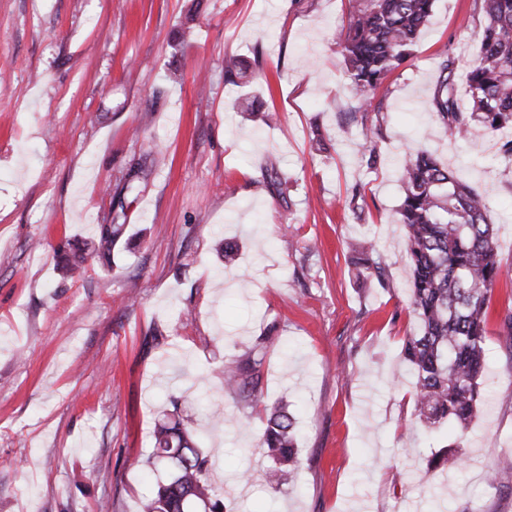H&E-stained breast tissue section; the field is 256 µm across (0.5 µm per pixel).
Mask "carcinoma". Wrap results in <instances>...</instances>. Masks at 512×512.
<instances>
[{"label":"carcinoma","instance_id":"cac0c4a2","mask_svg":"<svg viewBox=\"0 0 512 512\" xmlns=\"http://www.w3.org/2000/svg\"><path fill=\"white\" fill-rule=\"evenodd\" d=\"M436 0H349V20L339 42L348 88L357 111L382 109L375 93L410 55ZM485 22L480 46L468 63L464 94L453 76L455 59L443 52L431 111L453 137L467 136L473 125L492 131L512 129V0H480ZM403 197L397 211L406 236L411 277V309L418 332L407 337L402 357L413 379L415 413L429 430L451 422L464 429L484 398L486 326L491 292L503 275L496 231L484 195L461 181L427 150L398 162ZM120 214L100 225L96 254L106 257L125 230ZM357 276L384 284L375 245L355 249ZM262 359L248 356L224 370V386L247 399L261 383ZM153 463L171 465L142 512H224V486L209 479L210 459L191 429L166 414L152 432ZM296 419L280 402L267 417L260 453L277 466L279 480L294 478L298 463Z\"/></svg>","mask_w":512,"mask_h":512}]
</instances>
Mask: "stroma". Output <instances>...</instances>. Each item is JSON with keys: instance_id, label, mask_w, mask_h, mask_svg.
Segmentation results:
<instances>
[{"instance_id": "obj_1", "label": "stroma", "mask_w": 512, "mask_h": 512, "mask_svg": "<svg viewBox=\"0 0 512 512\" xmlns=\"http://www.w3.org/2000/svg\"><path fill=\"white\" fill-rule=\"evenodd\" d=\"M348 9L0 0V512H140L167 476L150 431L171 411L209 456L226 512H512V349L499 334L512 274L491 298V403L444 470L426 468L446 438L417 425L401 354L418 327L397 222L403 153L427 144L486 196L512 271V165L497 155L512 130L460 140L430 110L439 53L465 87L485 18L476 0H437L363 123L338 47ZM228 57L246 81H225ZM248 94L270 123L237 110ZM118 210L110 258L65 275L63 256ZM223 238L239 243L228 266ZM364 238L384 285L354 278ZM261 343L260 393L245 402L222 370ZM281 400L300 448L288 487L258 453Z\"/></svg>"}]
</instances>
